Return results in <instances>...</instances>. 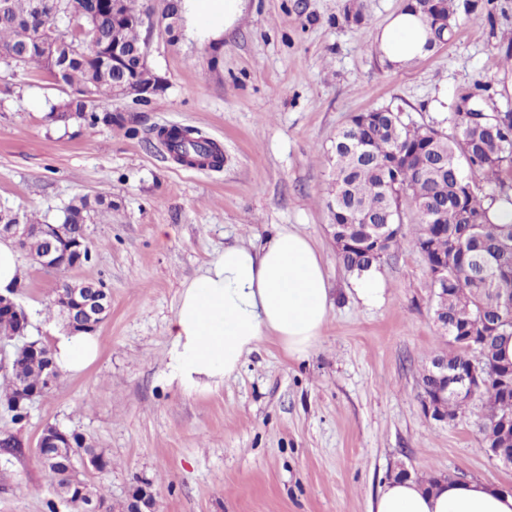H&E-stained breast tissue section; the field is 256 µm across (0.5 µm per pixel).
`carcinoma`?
Masks as SVG:
<instances>
[{
  "instance_id": "1",
  "label": "carcinoma",
  "mask_w": 512,
  "mask_h": 512,
  "mask_svg": "<svg viewBox=\"0 0 512 512\" xmlns=\"http://www.w3.org/2000/svg\"><path fill=\"white\" fill-rule=\"evenodd\" d=\"M140 0H121L112 11V0H0V62L24 69L30 65L55 75L64 73L69 98L51 108L50 117L65 126L75 121L96 127L112 126L110 111L100 107L104 97L118 96L123 81L152 86L141 101L147 102L159 91L158 79L138 67L136 53L148 47L140 37L143 19L150 9ZM493 0H438L440 15L448 23L431 34L428 48L450 41L459 14L490 11ZM182 0H167L166 34L175 39L182 27ZM50 33L57 47L54 59L38 46L18 47L22 36ZM117 43L128 54V62L116 67L105 62V52ZM488 85L478 80L465 93L472 111L452 113L453 134L430 126L406 123L398 112L385 109L377 120L361 125L350 121L336 136L332 147V181L328 207L338 235L352 248L340 252L344 265L358 274L370 270L380 258L368 254V241L387 234L386 249L403 237V216L409 205L416 210L418 230L415 246L428 266L440 259L448 261V299L433 287L436 299L434 319L447 325L445 333L464 336L484 318L498 320L499 330L487 337L484 357L490 363L511 359L512 344V213L492 212L499 200L512 203L507 181L512 180V112H487L483 107ZM165 144L176 157H202L212 167L223 162L222 150L211 139L194 136L188 128L173 127L165 134ZM448 204V218L438 223L433 214ZM105 204V197H79L63 209L57 227L66 238L79 234L94 222ZM29 235L19 247L32 255L42 247L40 222L28 219ZM472 353L448 342V352L437 358L448 359V366L470 360ZM54 366L51 347L45 345L42 357L20 361L11 368L9 384L0 399L10 400L18 387H45L44 366ZM482 402L483 438L503 435L512 440V389L501 380L485 384L479 394ZM77 447L73 460H60L48 467L55 493L74 476L73 466L98 455L91 440L74 433ZM89 499L65 501L70 512H85L96 503L100 512H111L103 486L85 484Z\"/></svg>"
}]
</instances>
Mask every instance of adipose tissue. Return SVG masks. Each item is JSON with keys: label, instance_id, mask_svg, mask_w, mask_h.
Returning <instances> with one entry per match:
<instances>
[{"label": "adipose tissue", "instance_id": "adipose-tissue-1", "mask_svg": "<svg viewBox=\"0 0 512 512\" xmlns=\"http://www.w3.org/2000/svg\"><path fill=\"white\" fill-rule=\"evenodd\" d=\"M241 4L184 0L187 29L221 38ZM375 42L396 68L427 53L426 30L406 9L377 31ZM329 294L321 257L299 232L279 230L258 248L225 246L181 290L171 323L170 382L187 394L217 389L270 335L289 355H307L328 323ZM52 350L60 370L79 373L97 359L100 342L95 333L69 330L57 336ZM370 512H512V491L474 480H451L428 491L420 483L396 479L379 492Z\"/></svg>", "mask_w": 512, "mask_h": 512}]
</instances>
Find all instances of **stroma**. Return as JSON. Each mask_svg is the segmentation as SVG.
I'll list each match as a JSON object with an SVG mask.
<instances>
[{
    "label": "stroma",
    "instance_id": "stroma-1",
    "mask_svg": "<svg viewBox=\"0 0 512 512\" xmlns=\"http://www.w3.org/2000/svg\"><path fill=\"white\" fill-rule=\"evenodd\" d=\"M350 0H245L217 42L142 27L161 89L149 102L102 106L121 118L94 128L50 120L69 90L40 69L0 63V208L54 223L77 196L106 195L111 213L88 227L92 261L55 272L20 253L14 296L28 336L53 344L64 322L52 301L66 281L102 283L108 317L98 359L61 373L26 424L0 406V512H48L53 481L35 444L45 425L90 436L112 461L104 483L121 507L150 486L158 512H369L399 470L512 489V468L482 449L480 401L452 422L428 417L421 375L447 351L433 319L417 226L376 264V306L339 258L327 207L330 151L362 112L388 108L443 131L435 103L476 80L484 107L512 110V0L460 16L453 39L402 69L373 42L405 0H361L367 22L345 23ZM189 127L217 142L220 169L190 167L157 133ZM309 238L330 284L329 321L300 358L267 337L219 389L184 394L167 377L171 321L184 284L227 244L261 246L280 228Z\"/></svg>",
    "mask_w": 512,
    "mask_h": 512
}]
</instances>
